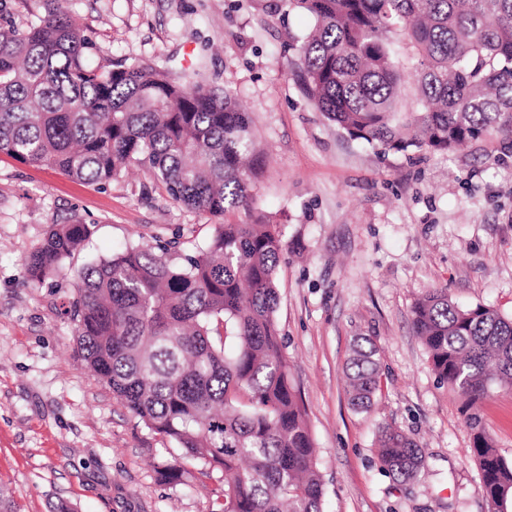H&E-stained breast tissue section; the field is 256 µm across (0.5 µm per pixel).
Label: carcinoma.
Wrapping results in <instances>:
<instances>
[{
  "label": "carcinoma",
  "mask_w": 512,
  "mask_h": 512,
  "mask_svg": "<svg viewBox=\"0 0 512 512\" xmlns=\"http://www.w3.org/2000/svg\"><path fill=\"white\" fill-rule=\"evenodd\" d=\"M316 22L295 63L304 96L350 138L396 152L452 153L483 135L512 136V0H294ZM24 27L0 23V153L108 182L146 169L170 197L223 216L246 204L264 167L252 122L229 90L181 80L151 63L90 64L96 44L65 0H42ZM419 56V108L396 111L402 74L389 33ZM92 235L53 224L24 260L41 284ZM286 243L266 217L218 224L205 248L174 266L127 247L78 273L70 316L78 351L113 397L175 445L168 483L218 478L215 512H323L324 479L307 410L292 384L276 321ZM432 368L462 400L488 512H512V461L477 405L512 388V319L460 307L435 288L412 310ZM351 407L380 390L377 350L355 340ZM380 467L401 483L424 468L402 431L378 432Z\"/></svg>",
  "instance_id": "obj_1"
}]
</instances>
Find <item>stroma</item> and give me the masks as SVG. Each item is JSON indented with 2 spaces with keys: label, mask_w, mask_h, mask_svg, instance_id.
I'll list each match as a JSON object with an SVG mask.
<instances>
[{
  "label": "stroma",
  "mask_w": 512,
  "mask_h": 512,
  "mask_svg": "<svg viewBox=\"0 0 512 512\" xmlns=\"http://www.w3.org/2000/svg\"><path fill=\"white\" fill-rule=\"evenodd\" d=\"M97 59L160 61L177 76L231 90L251 114L267 166L246 206L218 218L173 201L146 172L107 183L0 154V487L18 512H211V488L163 483L168 445L87 369L67 314L79 270L128 246L167 248L183 265L218 222L267 216L287 249L276 319L307 408L325 512H487L461 399L436 377L411 325L415 302L447 289L461 306L512 317V136L447 154L386 151L351 139L302 94L295 46L314 19L292 0H69ZM404 75L397 109L417 108L420 57L396 30ZM93 227L43 284L23 261L53 224ZM379 349L381 389L354 411L345 367L355 337ZM478 412L512 459V389ZM390 424L417 441L424 471L400 483L379 468Z\"/></svg>",
  "instance_id": "obj_1"
}]
</instances>
